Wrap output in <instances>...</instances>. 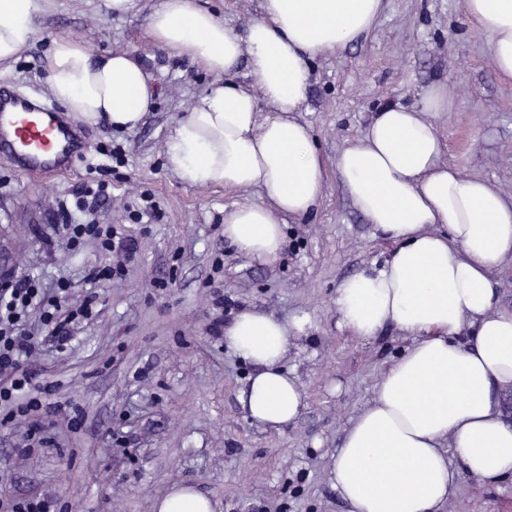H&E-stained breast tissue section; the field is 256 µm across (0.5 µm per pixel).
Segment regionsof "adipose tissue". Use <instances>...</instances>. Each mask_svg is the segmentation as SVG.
<instances>
[{"instance_id":"ef3b65f1","label":"adipose tissue","mask_w":512,"mask_h":512,"mask_svg":"<svg viewBox=\"0 0 512 512\" xmlns=\"http://www.w3.org/2000/svg\"><path fill=\"white\" fill-rule=\"evenodd\" d=\"M383 0H261L260 14L237 35L196 0H161L148 24L152 42L187 57L214 81L172 129L168 168L189 184L263 188L268 202L224 213V236L258 260L284 247L279 215L304 216L322 199L324 163L311 129L293 119L310 85V58L338 51L374 24ZM490 40L492 64L512 79V0H464ZM43 0H0V67L40 33ZM247 62L254 88L229 76ZM52 97L79 118L134 129L153 106L154 89L128 52L91 53L59 35L46 56ZM272 108L261 116L257 102ZM451 93L428 88L421 109L382 106L366 136L337 162L354 208L393 249L381 265L342 281L341 327L363 339L393 327L415 341L382 374L373 403L357 415L336 450L333 486L349 512H441L460 476L494 485L512 479V425L499 408L512 392V311L500 308L489 274L512 256V206L485 180L443 162L431 112ZM266 313L239 312L224 342L254 368L240 402L255 423L294 422L304 395L283 362L292 332ZM157 512H214L194 486L172 487Z\"/></svg>"}]
</instances>
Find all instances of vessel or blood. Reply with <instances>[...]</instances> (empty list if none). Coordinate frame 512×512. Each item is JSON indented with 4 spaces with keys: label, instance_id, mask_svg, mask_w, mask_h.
<instances>
[{
    "label": "vessel or blood",
    "instance_id": "b4317fda",
    "mask_svg": "<svg viewBox=\"0 0 512 512\" xmlns=\"http://www.w3.org/2000/svg\"><path fill=\"white\" fill-rule=\"evenodd\" d=\"M88 143L79 123L5 86H0V157L31 177L72 171Z\"/></svg>",
    "mask_w": 512,
    "mask_h": 512
}]
</instances>
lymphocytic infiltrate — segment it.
<instances>
[{"mask_svg":"<svg viewBox=\"0 0 512 512\" xmlns=\"http://www.w3.org/2000/svg\"><path fill=\"white\" fill-rule=\"evenodd\" d=\"M93 296L70 303L67 285H60L55 295H48L35 277L7 276L0 279V411L8 418L26 425L21 456L44 448L51 438L41 420L42 397L50 388L38 384L29 369L36 351L34 336L28 328L31 313H38L47 339L57 349H64L75 337L79 325L91 318Z\"/></svg>","mask_w":512,"mask_h":512,"instance_id":"obj_1","label":"lymphocytic infiltrate"}]
</instances>
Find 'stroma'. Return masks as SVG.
I'll return each mask as SVG.
<instances>
[{"instance_id":"stroma-1","label":"stroma","mask_w":512,"mask_h":512,"mask_svg":"<svg viewBox=\"0 0 512 512\" xmlns=\"http://www.w3.org/2000/svg\"><path fill=\"white\" fill-rule=\"evenodd\" d=\"M107 2L47 0L38 38L0 72V83L53 104L42 59L53 37L69 34L97 55L141 57L157 89L135 129L85 123L88 152L68 175L31 179L0 160V276L31 273L49 288L65 280L71 299L95 296L93 318L69 347L60 353L44 343L33 363L52 389L45 420L56 444L20 458L24 426L0 424V489L49 494L55 512H154L158 498L185 482L216 512H348L331 480L336 450L413 339L394 328L361 339L338 325L339 284L393 245L352 206L337 158L380 106L419 105L427 87L445 83L451 110L428 115L444 160L512 203V81L495 71L464 0H383L365 36L309 62L311 84L295 118L317 138L326 189L314 213L285 219L284 250L267 263L224 237L225 209L267 203L262 189L194 186L165 164L172 128L213 74L152 43L149 17L161 0H133L122 16ZM199 2L242 35L260 0ZM100 182L109 199L97 223L136 249L123 275L91 285L86 270L112 266L116 254L89 239L66 247L64 227L83 222L80 192ZM243 310L307 320L286 360L305 407L278 430L247 418L239 397L253 369L212 332ZM78 411L85 420L74 431ZM442 512H512V481L489 487L461 477Z\"/></svg>"}]
</instances>
